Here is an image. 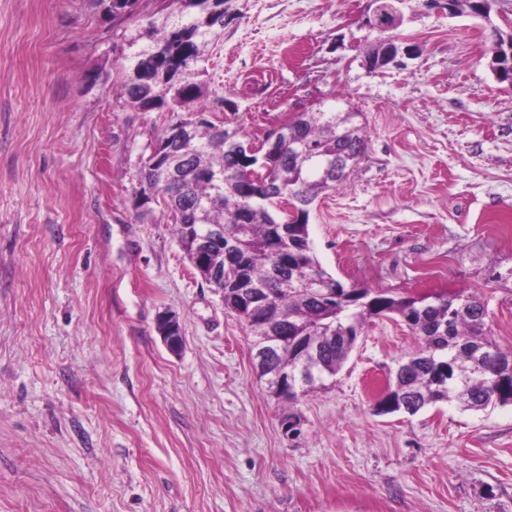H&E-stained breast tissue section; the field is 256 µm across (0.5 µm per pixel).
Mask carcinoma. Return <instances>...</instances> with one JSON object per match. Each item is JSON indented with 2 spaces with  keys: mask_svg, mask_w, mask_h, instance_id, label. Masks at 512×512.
Returning a JSON list of instances; mask_svg holds the SVG:
<instances>
[{
  "mask_svg": "<svg viewBox=\"0 0 512 512\" xmlns=\"http://www.w3.org/2000/svg\"><path fill=\"white\" fill-rule=\"evenodd\" d=\"M229 0H95L115 24L134 21L125 41L132 68L112 74V87L133 112L170 114L139 169V186L151 184L176 224L200 232L224 225V308L248 327L250 335L286 336L278 356L292 382L284 392L273 380L268 389L288 404V417L308 388L335 376L372 318L396 315L418 340V349L398 363L378 415L414 412L442 401L467 410L512 404V349L491 337L489 310L476 294L442 292L425 297L392 290L347 286L330 274L311 247L309 207L328 189L343 183L366 152L355 112H297L288 119L290 141L263 153L255 173L232 151L242 136L220 116L222 97H208L211 46L224 31ZM286 200L295 217L274 212ZM288 267L279 268L283 251ZM271 299L258 320L242 302L235 279Z\"/></svg>",
  "mask_w": 512,
  "mask_h": 512,
  "instance_id": "carcinoma-1",
  "label": "carcinoma"
}]
</instances>
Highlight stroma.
I'll list each match as a JSON object with an SVG mask.
<instances>
[{
  "mask_svg": "<svg viewBox=\"0 0 512 512\" xmlns=\"http://www.w3.org/2000/svg\"><path fill=\"white\" fill-rule=\"evenodd\" d=\"M374 8L230 0L210 89L254 141L356 113L366 156L309 209L318 259L347 285L474 292L512 347V88L489 67L512 0L486 20L411 0L396 35L417 54L381 72L361 65ZM120 39L93 0H0V512H512V405L375 414L417 347L400 318L365 326L285 434L248 328L163 204H136L170 115L122 107ZM156 328L167 349L173 354H178L183 346V336L177 313L164 311L159 314L156 320Z\"/></svg>",
  "mask_w": 512,
  "mask_h": 512,
  "instance_id": "obj_1",
  "label": "stroma"
}]
</instances>
